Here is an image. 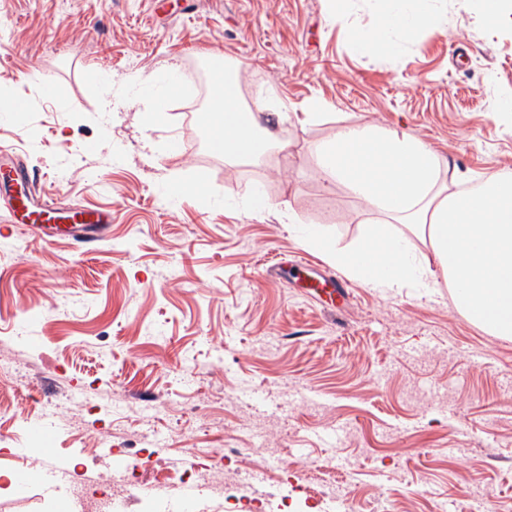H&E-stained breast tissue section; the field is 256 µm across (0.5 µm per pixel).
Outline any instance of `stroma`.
I'll return each instance as SVG.
<instances>
[{
	"label": "stroma",
	"instance_id": "35a3bbf8",
	"mask_svg": "<svg viewBox=\"0 0 512 512\" xmlns=\"http://www.w3.org/2000/svg\"><path fill=\"white\" fill-rule=\"evenodd\" d=\"M432 6L415 41L363 57L376 0H0V83L26 105L19 124L0 112V147L58 206L112 214L89 250L10 223L0 197V473L17 478L0 512H67L76 481L111 487L127 512H168L180 460L198 471L194 512H284L310 484L314 512H512V341L468 322L443 283L353 281L333 306L264 274L280 257L336 273L305 235L344 248L375 221L314 163L341 126L411 133L469 188L512 170L498 110L512 26L486 25L476 0ZM217 58L288 107L262 161L209 154L208 95L171 90L166 122L142 119L132 77L160 90L169 65ZM311 99L327 107L305 123ZM178 174L202 194L173 195ZM22 421L48 426L69 471L57 489L33 478ZM149 460L163 474L126 490Z\"/></svg>",
	"mask_w": 512,
	"mask_h": 512
}]
</instances>
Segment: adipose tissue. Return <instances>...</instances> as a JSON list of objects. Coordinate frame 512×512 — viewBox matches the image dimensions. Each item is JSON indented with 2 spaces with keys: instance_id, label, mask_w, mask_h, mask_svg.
<instances>
[{
  "instance_id": "1",
  "label": "adipose tissue",
  "mask_w": 512,
  "mask_h": 512,
  "mask_svg": "<svg viewBox=\"0 0 512 512\" xmlns=\"http://www.w3.org/2000/svg\"><path fill=\"white\" fill-rule=\"evenodd\" d=\"M430 0H381L379 23L357 43L360 56L394 51L397 39L416 40L433 26ZM220 99L210 108L212 141L225 163L262 160L272 146L263 121L284 116V103L268 99L249 107L228 89L224 76L213 85ZM317 167L366 206L379 212L365 238L348 249L319 231L304 239L352 280L382 290L429 289L447 282L456 309L487 335L512 340V172L484 177L463 194L440 183L439 159L418 137L374 123L344 126L314 150ZM424 251L414 252L410 238Z\"/></svg>"
}]
</instances>
